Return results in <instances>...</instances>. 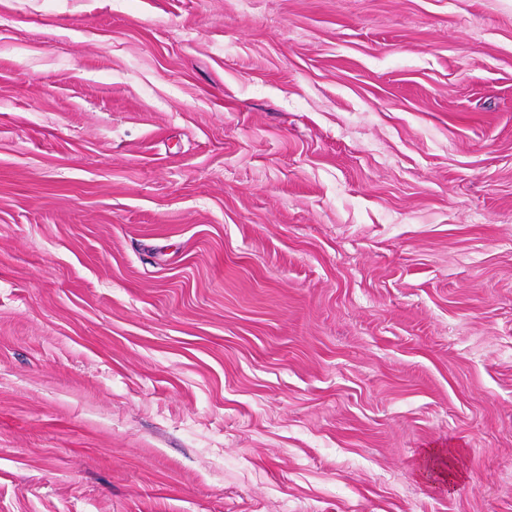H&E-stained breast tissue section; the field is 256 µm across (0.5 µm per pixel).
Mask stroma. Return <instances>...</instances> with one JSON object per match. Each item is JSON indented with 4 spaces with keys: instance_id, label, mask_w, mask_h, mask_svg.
<instances>
[{
    "instance_id": "stroma-1",
    "label": "stroma",
    "mask_w": 512,
    "mask_h": 512,
    "mask_svg": "<svg viewBox=\"0 0 512 512\" xmlns=\"http://www.w3.org/2000/svg\"><path fill=\"white\" fill-rule=\"evenodd\" d=\"M0 512H512V0H0Z\"/></svg>"
}]
</instances>
